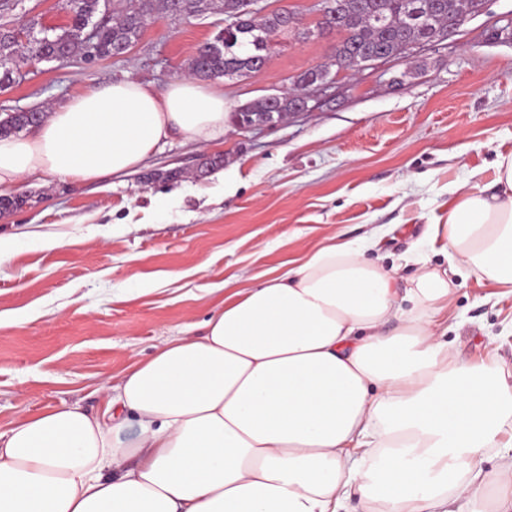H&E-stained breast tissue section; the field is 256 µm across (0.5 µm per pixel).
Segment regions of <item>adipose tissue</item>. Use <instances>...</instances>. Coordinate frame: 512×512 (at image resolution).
Returning a JSON list of instances; mask_svg holds the SVG:
<instances>
[{
  "instance_id": "ef3b65f1",
  "label": "adipose tissue",
  "mask_w": 512,
  "mask_h": 512,
  "mask_svg": "<svg viewBox=\"0 0 512 512\" xmlns=\"http://www.w3.org/2000/svg\"><path fill=\"white\" fill-rule=\"evenodd\" d=\"M223 93L93 86L31 134L0 138V193L135 171L163 143L223 137ZM493 195L452 188L428 244L452 269L512 288V152ZM382 229L329 240L230 289L102 389L0 432V512H512V368L460 361L446 336L448 272L419 252L399 287ZM134 427V439L121 430ZM497 452L493 474L480 466Z\"/></svg>"
}]
</instances>
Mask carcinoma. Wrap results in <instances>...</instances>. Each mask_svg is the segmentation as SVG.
<instances>
[{
	"instance_id": "carcinoma-1",
	"label": "carcinoma",
	"mask_w": 512,
	"mask_h": 512,
	"mask_svg": "<svg viewBox=\"0 0 512 512\" xmlns=\"http://www.w3.org/2000/svg\"><path fill=\"white\" fill-rule=\"evenodd\" d=\"M483 0H325L329 13L314 27L302 26V18L294 10L277 9L261 17L248 11L249 0H221L224 14L235 19L236 27L220 30L201 45L189 63L191 73L198 77H218L234 73L239 77L257 73L268 59L271 42L288 32L307 40L314 35L337 33L332 53L333 65L341 70L343 63L362 62L380 55L401 58L411 43L434 44L455 33V21L478 12ZM100 0H70L71 24L42 29L39 34L28 30L27 43L18 41L9 30L0 34V89L22 78L21 64L37 55L52 61L66 52H79L91 61L113 55L120 46H131L138 40L147 21L157 10L177 13L185 18L202 16L216 8V0H130L117 21L103 19L96 38H82L86 27L99 12ZM327 66H316L293 77L291 87L280 93L277 102L262 97L237 108L233 122L252 124L274 113L280 120L293 111L297 97L319 84ZM43 113L0 117V137L17 133L42 121ZM29 197L23 194L0 196V214L22 209Z\"/></svg>"
}]
</instances>
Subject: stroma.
Segmentation results:
<instances>
[{"label":"stroma","instance_id":"obj_1","mask_svg":"<svg viewBox=\"0 0 512 512\" xmlns=\"http://www.w3.org/2000/svg\"><path fill=\"white\" fill-rule=\"evenodd\" d=\"M224 19L162 13L122 56L24 64L22 79L0 90V114L50 113L118 79L164 90ZM34 21L68 24L66 0H0V29ZM336 40L281 34L263 74L208 85L234 111L327 64ZM309 106L274 127L228 124L217 144L169 142L122 178L41 174L17 185L29 202L0 216V234L35 231L60 244L29 242L0 275V431L63 401L99 411V387L207 318L225 280L264 278L326 238L384 227L386 262L407 285L418 266L403 257L440 215L449 183L491 173L497 153L512 151V0H487L412 59L340 75ZM206 156L223 157V179L196 176ZM169 170L181 178L163 180ZM453 281L448 338L459 357L512 365V295L472 276Z\"/></svg>","mask_w":512,"mask_h":512}]
</instances>
